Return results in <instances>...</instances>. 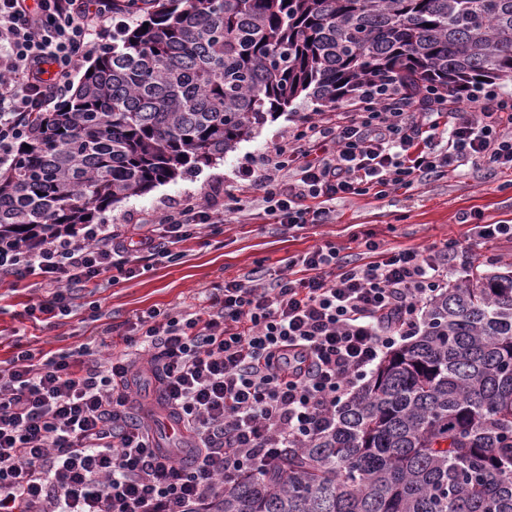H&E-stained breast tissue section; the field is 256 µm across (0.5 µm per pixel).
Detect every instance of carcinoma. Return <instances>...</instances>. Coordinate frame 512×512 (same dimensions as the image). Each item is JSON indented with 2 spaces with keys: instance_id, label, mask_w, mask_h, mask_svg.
<instances>
[{
  "instance_id": "cac0c4a2",
  "label": "carcinoma",
  "mask_w": 512,
  "mask_h": 512,
  "mask_svg": "<svg viewBox=\"0 0 512 512\" xmlns=\"http://www.w3.org/2000/svg\"><path fill=\"white\" fill-rule=\"evenodd\" d=\"M137 15L0 164L27 247L213 164L295 100L512 84V0H112ZM210 512H512V264L471 262L329 430Z\"/></svg>"
}]
</instances>
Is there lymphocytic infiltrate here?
<instances>
[{"label": "lymphocytic infiltrate", "instance_id": "f902f5d3", "mask_svg": "<svg viewBox=\"0 0 512 512\" xmlns=\"http://www.w3.org/2000/svg\"><path fill=\"white\" fill-rule=\"evenodd\" d=\"M125 23L112 0H0V161ZM465 161L512 170V94L481 89L462 108L438 90L415 102L361 99L243 175L292 228L326 222L328 202L407 188ZM223 221L221 195L186 196L150 221L140 251L176 261L179 243ZM124 238L122 225L87 224L2 248L0 284L44 289L30 320L70 315L105 273L135 277ZM471 239L422 249L368 239L363 263L317 246L278 272L225 281L218 310L143 311L104 358L87 344L49 356L17 348L0 369V512H207L225 486L329 427L414 334ZM149 373L160 387L153 407L139 395ZM159 410L182 429L168 448L152 432Z\"/></svg>", "mask_w": 512, "mask_h": 512}]
</instances>
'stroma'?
<instances>
[{
  "instance_id": "obj_1",
  "label": "stroma",
  "mask_w": 512,
  "mask_h": 512,
  "mask_svg": "<svg viewBox=\"0 0 512 512\" xmlns=\"http://www.w3.org/2000/svg\"><path fill=\"white\" fill-rule=\"evenodd\" d=\"M327 115V108L296 100L291 111L268 121L211 166L183 172L146 194L114 204L105 214V223L133 225L184 196L205 197L218 184L227 197L241 199L244 208L228 210L223 224L202 229L195 238L179 244L180 260L153 263L134 278L104 283L91 294L81 293L74 311L61 324H36L25 317L26 306L42 295L31 281L0 287V367L11 358L15 340L55 351L100 339L106 328L120 336L127 333L126 322L136 312L198 306L203 289L223 287L225 280L255 269L284 268L289 257L317 245L332 244L341 254L359 261L364 251L360 241L369 234L387 248H428L466 234L468 227L460 222L465 213H479L483 224L512 221V172H496L480 162L381 197L370 194L329 202L330 219L325 224L290 230L276 224L265 214L257 191L245 187L239 173L258 165L275 143L294 139L309 121ZM93 311L98 320H90Z\"/></svg>"
}]
</instances>
